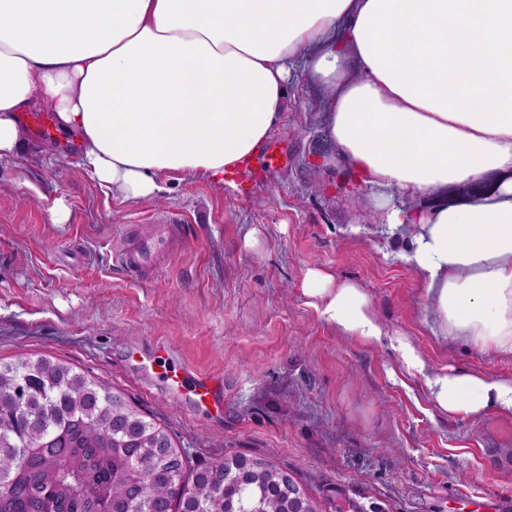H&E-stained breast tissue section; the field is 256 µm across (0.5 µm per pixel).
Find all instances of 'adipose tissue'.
<instances>
[{"label": "adipose tissue", "mask_w": 512, "mask_h": 512, "mask_svg": "<svg viewBox=\"0 0 512 512\" xmlns=\"http://www.w3.org/2000/svg\"><path fill=\"white\" fill-rule=\"evenodd\" d=\"M297 60L331 163L408 237L435 334L512 355V0H0V161L44 109L125 200L163 173L223 182L279 123ZM303 293L340 336L388 333L353 281L313 268ZM391 346L442 415L512 416V377Z\"/></svg>", "instance_id": "obj_1"}]
</instances>
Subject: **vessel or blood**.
<instances>
[{"instance_id":"1","label":"vessel or blood","mask_w":512,"mask_h":512,"mask_svg":"<svg viewBox=\"0 0 512 512\" xmlns=\"http://www.w3.org/2000/svg\"><path fill=\"white\" fill-rule=\"evenodd\" d=\"M172 240V235L165 232L135 237L122 248L119 260L134 272H156L157 261L169 253ZM140 374L145 378H153L156 385L194 410L207 411L224 404V395L218 381L188 364L174 362L166 344L156 345L152 354L141 361Z\"/></svg>"}]
</instances>
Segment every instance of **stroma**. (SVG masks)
Masks as SVG:
<instances>
[{
	"instance_id": "stroma-1",
	"label": "stroma",
	"mask_w": 512,
	"mask_h": 512,
	"mask_svg": "<svg viewBox=\"0 0 512 512\" xmlns=\"http://www.w3.org/2000/svg\"><path fill=\"white\" fill-rule=\"evenodd\" d=\"M317 98L293 69L252 178L164 175L138 201L99 185L74 136L53 129L47 149L37 111L19 116L24 148L0 162V361L72 363L149 413L191 463L272 464L317 512H512V416L441 415L402 384L389 340L339 336L302 292L311 268L355 281L434 368L512 377V356L436 336L405 239L382 217L362 223L369 189L321 163L334 148ZM170 223L163 270L117 263L129 230ZM159 341L223 383V417L144 384L127 353Z\"/></svg>"
}]
</instances>
